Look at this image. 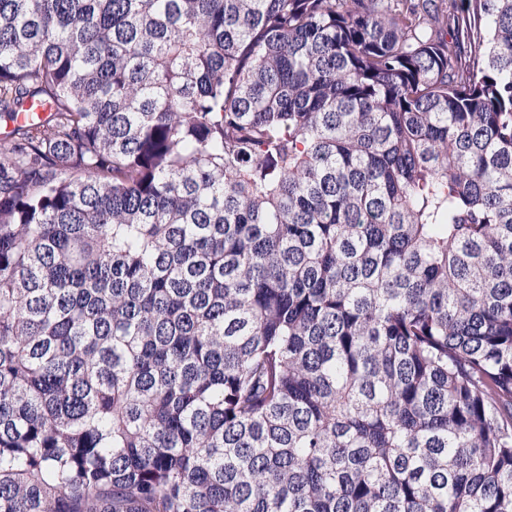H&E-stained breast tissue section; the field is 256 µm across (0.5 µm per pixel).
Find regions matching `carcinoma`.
<instances>
[{
	"label": "carcinoma",
	"mask_w": 512,
	"mask_h": 512,
	"mask_svg": "<svg viewBox=\"0 0 512 512\" xmlns=\"http://www.w3.org/2000/svg\"><path fill=\"white\" fill-rule=\"evenodd\" d=\"M0 512H512V0H0Z\"/></svg>",
	"instance_id": "cac0c4a2"
}]
</instances>
